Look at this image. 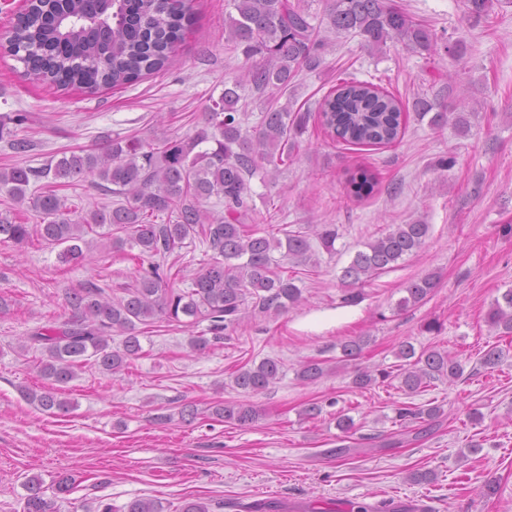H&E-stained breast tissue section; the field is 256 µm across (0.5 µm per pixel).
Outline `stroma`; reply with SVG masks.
<instances>
[{
  "label": "stroma",
  "mask_w": 512,
  "mask_h": 512,
  "mask_svg": "<svg viewBox=\"0 0 512 512\" xmlns=\"http://www.w3.org/2000/svg\"><path fill=\"white\" fill-rule=\"evenodd\" d=\"M391 2L438 36L463 39V55L412 54L398 43L373 53L360 38L333 37L322 67L299 76L294 109L316 111L351 75L406 105L442 95L449 111L469 112L471 130L464 137L450 125L435 130L412 114L392 146L349 149L312 123L276 180L252 179L258 227L332 224L338 231L335 253H320L315 266L296 265L298 306L249 313L201 354L188 340L207 335L208 322L187 328L150 321L140 328L142 352L125 371L113 376L95 362L82 365L61 391L72 404L69 413L50 415L22 394L48 381L34 354H19V343L35 328L67 318L70 289L93 281L121 298L141 267L124 250L97 248L65 264L56 248L0 242V512H22L31 476H40L50 494L65 474L76 484L59 499V512H97L104 504L124 512L136 498L158 500L164 512H180L191 500L204 501L210 512H244L265 499L286 512H350L356 503L419 498L429 500L432 512H512V335H498L485 322L491 303L512 288V0H501L489 23L468 18L463 0ZM227 3L197 0L194 24L166 70L93 95L27 75L0 49V116L28 114L16 134L34 143L19 156L0 141V168H39L116 136L154 143L193 134L225 78L245 65L224 41ZM450 153L455 167L434 169ZM360 167L375 173L378 186L356 201L346 195L345 178ZM417 217L430 226L422 249L359 284L358 302L344 303L342 274L354 254L388 225ZM428 274L438 278L434 292L399 309L405 286ZM431 321L439 332L426 331ZM357 336L369 340L358 366L371 370L397 371L405 341L455 356L463 366L459 379L432 381L410 398L441 406V426L383 447L384 437L401 432L395 407L408 398L394 377L353 387L355 368L336 361L341 343ZM493 344L503 359L488 370L481 357ZM266 358L281 362L280 379L257 395L236 389L234 373ZM308 359L326 368L312 383L296 376ZM231 401L254 404L260 418L239 427L213 416L215 405ZM313 402L322 413L311 419L302 410ZM185 407L195 419H181ZM341 416L353 419L350 432L337 429ZM475 441L480 451L466 454ZM342 446L350 454L336 457ZM417 469L433 471L435 482L409 481ZM491 479L497 492L487 498L481 488Z\"/></svg>",
  "instance_id": "1"
}]
</instances>
